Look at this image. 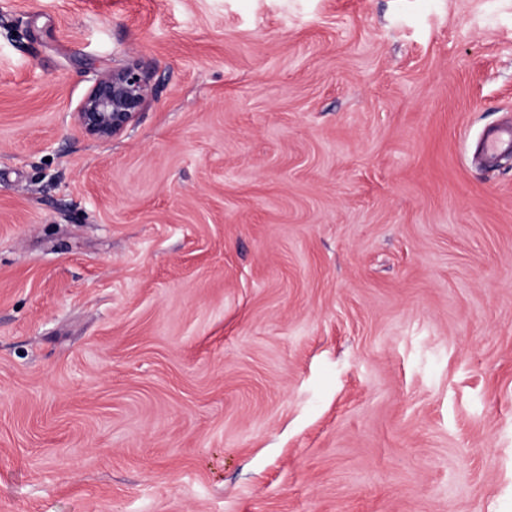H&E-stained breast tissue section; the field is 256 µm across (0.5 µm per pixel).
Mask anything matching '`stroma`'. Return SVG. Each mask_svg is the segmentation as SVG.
Segmentation results:
<instances>
[{
	"mask_svg": "<svg viewBox=\"0 0 512 512\" xmlns=\"http://www.w3.org/2000/svg\"><path fill=\"white\" fill-rule=\"evenodd\" d=\"M501 124L512 0H0V512H512ZM152 92L150 80L138 66L112 67L99 74L72 119L97 141H110L136 121Z\"/></svg>",
	"mask_w": 512,
	"mask_h": 512,
	"instance_id": "stroma-1",
	"label": "stroma"
}]
</instances>
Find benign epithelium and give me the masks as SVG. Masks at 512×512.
<instances>
[{
  "mask_svg": "<svg viewBox=\"0 0 512 512\" xmlns=\"http://www.w3.org/2000/svg\"><path fill=\"white\" fill-rule=\"evenodd\" d=\"M151 92L150 80L139 67H114L97 76L72 119L89 138L110 141L136 121Z\"/></svg>",
  "mask_w": 512,
  "mask_h": 512,
  "instance_id": "obj_1",
  "label": "benign epithelium"
}]
</instances>
